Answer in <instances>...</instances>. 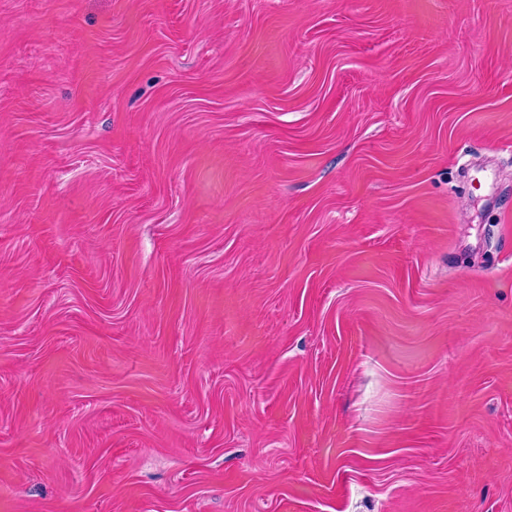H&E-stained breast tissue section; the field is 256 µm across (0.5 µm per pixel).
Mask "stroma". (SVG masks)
Segmentation results:
<instances>
[{
    "label": "stroma",
    "mask_w": 512,
    "mask_h": 512,
    "mask_svg": "<svg viewBox=\"0 0 512 512\" xmlns=\"http://www.w3.org/2000/svg\"><path fill=\"white\" fill-rule=\"evenodd\" d=\"M0 512H512V0H0Z\"/></svg>",
    "instance_id": "35a3bbf8"
}]
</instances>
